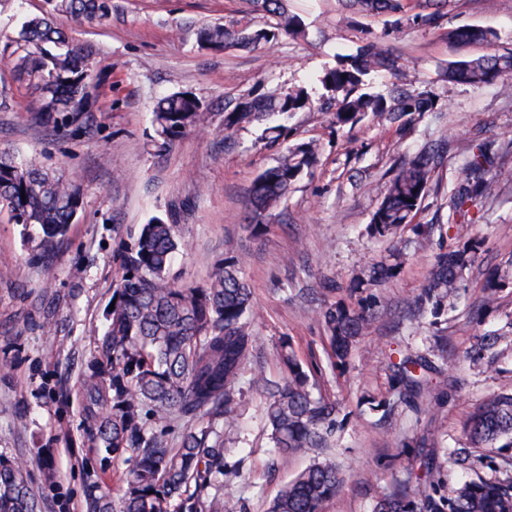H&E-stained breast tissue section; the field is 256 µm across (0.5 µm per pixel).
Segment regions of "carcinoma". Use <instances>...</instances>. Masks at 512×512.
Segmentation results:
<instances>
[{"instance_id":"cac0c4a2","label":"carcinoma","mask_w":512,"mask_h":512,"mask_svg":"<svg viewBox=\"0 0 512 512\" xmlns=\"http://www.w3.org/2000/svg\"><path fill=\"white\" fill-rule=\"evenodd\" d=\"M53 12L23 21L16 37L22 54L21 69L34 81L38 93L36 115L53 128L86 123L91 95L88 67H96L92 51L74 44L59 29L53 13H64L78 23L104 24L112 18V0H48ZM363 15H387L383 36L408 27H431L441 19L446 0H348ZM267 21L260 27L203 24L196 30L197 47L220 51L230 45L270 47L282 36L300 37L304 28L286 0H260ZM448 43L468 46L489 43L492 31L459 26L446 33ZM396 61L374 36L354 56L343 58L324 71L320 82L331 92L334 110L330 123L344 127L371 118L395 123L415 112H425L432 101L394 89L388 96L361 91L363 77L372 71L391 70ZM448 80L479 86L512 78V55L486 54L448 63ZM308 95L290 88L278 96L247 99L243 108L224 113L225 136L242 125L271 113L286 114L306 107ZM209 120L208 105L190 92H175L159 99L152 126L161 147L202 130ZM318 162L312 142L295 144L276 163L261 172L250 190L248 223L262 230L264 219L285 199L291 178ZM490 148H469L466 179L448 196V227L457 229L455 242L440 246L427 284L415 307L439 317L455 309L467 275L480 258L485 239L468 232L479 223L484 204L497 193ZM432 161L421 153L403 163L389 181L372 215L368 234L397 237L409 224L419 236L429 237L433 226L416 224L421 201L432 177ZM82 190L61 169L44 170L10 151L0 150V211L28 228H37L40 241L35 257L47 261L64 241L82 206ZM180 248L178 224L173 217H152L118 255V281L112 294L114 309L106 310L108 327L83 375V434L86 442L116 455H128L130 479L119 503L106 494L91 493L87 512H224V495L215 482L224 475V426L234 421L241 383L254 358L250 329L252 292L240 274L234 250L224 254L209 280L187 286L170 277ZM401 254L390 255L369 270L372 284L392 278L401 268ZM512 288V276L499 268L484 273L481 308L497 305L499 294ZM325 336L324 350L331 366L344 365L353 347L369 328L373 313L355 310L337 301L319 312ZM512 351V317L500 328L476 337L466 352L469 362L485 371L501 373L499 363ZM443 350L405 354L392 363L390 393L410 412L433 396L443 405L447 396L432 388V376L442 373L435 360ZM282 376L277 381L261 370L249 384L267 394L270 440L280 458L296 453L314 456L270 501L268 512H324L345 483L334 460L323 456L344 429L336 400L316 396L312 377L322 373L317 360L301 359L285 340L281 345ZM205 415L208 423L175 433V424ZM466 443L448 453V463L476 470L484 465L487 448L512 447V392L494 395L468 419ZM418 472L393 484L374 505V512H512V460L489 464L494 477L448 484L436 448L426 437L415 441ZM27 462L0 454V512H40V500L25 478Z\"/></svg>"}]
</instances>
